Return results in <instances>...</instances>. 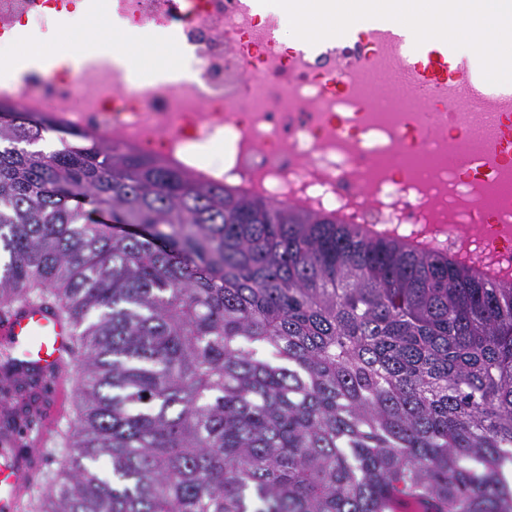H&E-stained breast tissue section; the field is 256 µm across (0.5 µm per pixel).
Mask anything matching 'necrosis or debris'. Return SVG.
Listing matches in <instances>:
<instances>
[{"mask_svg": "<svg viewBox=\"0 0 512 512\" xmlns=\"http://www.w3.org/2000/svg\"><path fill=\"white\" fill-rule=\"evenodd\" d=\"M101 12L136 36L172 33L191 75L139 89L116 68L35 66L0 96L349 224L465 226L487 246L490 229L512 226V161L491 153L497 124L467 109L461 78L419 101L411 62L373 31L304 51L270 34L287 20L259 0H0V46Z\"/></svg>", "mask_w": 512, "mask_h": 512, "instance_id": "necrosis-or-debris-1", "label": "necrosis or debris"}]
</instances>
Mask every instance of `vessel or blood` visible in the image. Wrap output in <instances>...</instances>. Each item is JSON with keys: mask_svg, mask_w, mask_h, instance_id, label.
<instances>
[{"mask_svg": "<svg viewBox=\"0 0 512 512\" xmlns=\"http://www.w3.org/2000/svg\"><path fill=\"white\" fill-rule=\"evenodd\" d=\"M410 53L424 88L470 69L444 43L426 42ZM74 340L72 324L43 304L0 309V341L19 350L15 374L32 380L35 396L33 417L0 424V512H31L35 478L45 464L42 451L67 417L65 363Z\"/></svg>", "mask_w": 512, "mask_h": 512, "instance_id": "obj_1", "label": "vessel or blood"}]
</instances>
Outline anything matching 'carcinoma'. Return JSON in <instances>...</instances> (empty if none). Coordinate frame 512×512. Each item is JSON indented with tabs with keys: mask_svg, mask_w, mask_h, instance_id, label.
Masks as SVG:
<instances>
[{
	"mask_svg": "<svg viewBox=\"0 0 512 512\" xmlns=\"http://www.w3.org/2000/svg\"><path fill=\"white\" fill-rule=\"evenodd\" d=\"M55 130L0 99V307L80 361L37 512H512V283Z\"/></svg>",
	"mask_w": 512,
	"mask_h": 512,
	"instance_id": "obj_1",
	"label": "carcinoma"
}]
</instances>
